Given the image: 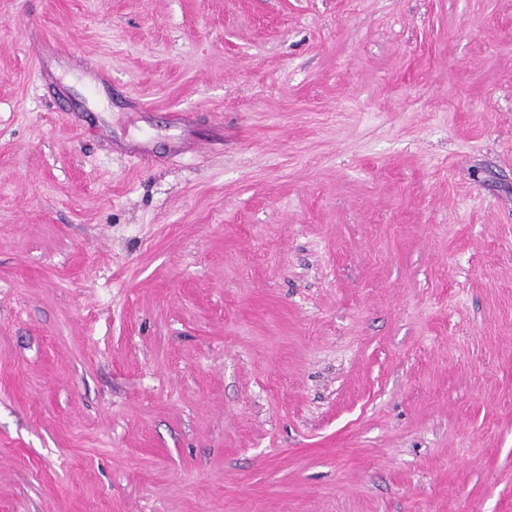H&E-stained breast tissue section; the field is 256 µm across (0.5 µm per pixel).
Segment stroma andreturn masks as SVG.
I'll list each match as a JSON object with an SVG mask.
<instances>
[{
  "instance_id": "stroma-1",
  "label": "stroma",
  "mask_w": 512,
  "mask_h": 512,
  "mask_svg": "<svg viewBox=\"0 0 512 512\" xmlns=\"http://www.w3.org/2000/svg\"><path fill=\"white\" fill-rule=\"evenodd\" d=\"M0 512H512V0H0Z\"/></svg>"
}]
</instances>
